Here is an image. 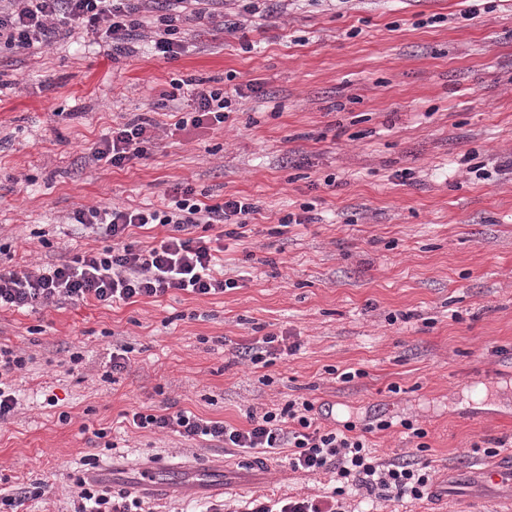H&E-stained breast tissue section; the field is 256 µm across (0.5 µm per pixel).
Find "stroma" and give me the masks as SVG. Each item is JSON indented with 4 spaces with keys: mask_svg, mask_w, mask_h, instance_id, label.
Wrapping results in <instances>:
<instances>
[{
    "mask_svg": "<svg viewBox=\"0 0 512 512\" xmlns=\"http://www.w3.org/2000/svg\"><path fill=\"white\" fill-rule=\"evenodd\" d=\"M266 4L243 14L224 0L237 31L190 26L174 60L146 41L116 57L84 30L0 46V267L102 248L73 211L149 207L182 183L209 204L258 208L225 241L237 285L223 294L0 310V346L30 358L7 379L18 404L0 422V491L45 489L17 512H71L92 455L116 492L142 467L186 463L180 489L144 494V512L323 494L330 475L291 471L284 456L254 469L223 443L123 418L171 405L244 428L249 412L298 397L330 406L323 431L390 420L366 434L371 451L430 465L429 497L377 499L372 512H512V487L495 479L512 467V0ZM190 78L229 93L231 112L217 130L173 136L162 95L189 105ZM140 115L158 124L146 157L89 161ZM270 333L298 350L253 364L245 345ZM120 343L132 353L112 383Z\"/></svg>",
    "mask_w": 512,
    "mask_h": 512,
    "instance_id": "obj_1",
    "label": "stroma"
}]
</instances>
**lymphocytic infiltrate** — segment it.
<instances>
[{"label": "lymphocytic infiltrate", "instance_id": "1", "mask_svg": "<svg viewBox=\"0 0 512 512\" xmlns=\"http://www.w3.org/2000/svg\"><path fill=\"white\" fill-rule=\"evenodd\" d=\"M185 0H0V44L28 50L71 36L75 30L100 33L113 54L134 52L141 39L145 15L156 21L153 49L164 58H177L183 48L176 35L181 24L216 20L211 10L218 0H195L184 11ZM219 21V20H216ZM222 29L231 31L235 19L224 16ZM191 108L182 112L175 130L196 134L223 126L230 102L220 88H198ZM153 119L130 120L104 135L90 152L96 162L121 169L146 156L155 140ZM256 210L245 197L207 204L192 186H175L167 202L146 209L88 206L73 212V223L102 235L106 246L75 256L72 260L29 272L0 268V309L37 311L69 300H92L104 306L158 298L172 291L194 296L219 295L236 287L234 279L220 276L218 250L205 239V230L218 224L245 228ZM153 224L171 232L147 246L131 238V228ZM202 228L199 237L193 228ZM125 420L139 429L159 430L187 438L218 441L225 447L274 456L288 449V466L308 473L331 472L336 484L322 496L244 502L238 512H346V499L360 491L381 499H422L430 486L426 468L387 463L366 444L367 432L389 429L391 423L342 431L322 432L314 422L311 401L293 399L282 408L250 418V426L238 429L220 421L203 419L188 410L145 413L134 409ZM78 493L72 512H139L142 502L128 493L113 494L111 486L89 479L76 481Z\"/></svg>", "mask_w": 512, "mask_h": 512}]
</instances>
